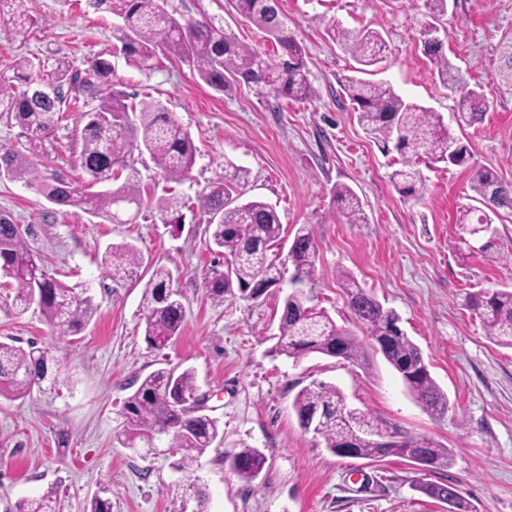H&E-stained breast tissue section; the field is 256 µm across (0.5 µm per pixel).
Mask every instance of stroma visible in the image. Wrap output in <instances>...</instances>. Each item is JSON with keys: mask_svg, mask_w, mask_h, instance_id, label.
I'll list each match as a JSON object with an SVG mask.
<instances>
[{"mask_svg": "<svg viewBox=\"0 0 512 512\" xmlns=\"http://www.w3.org/2000/svg\"><path fill=\"white\" fill-rule=\"evenodd\" d=\"M41 25L17 37L0 16V68L21 58H63L84 69L95 55L110 58L132 101L152 97L188 129L199 155L189 180L165 181L150 160L137 162L148 196L194 202L225 161L249 170L245 197L276 205L287 233L309 225L317 240L318 281L308 294L337 325L351 314L338 279L345 271L395 310L419 346L432 377L448 396V411H423L381 354L351 364L312 355L293 363L274 346L283 296L215 304L204 284L224 267L213 228L186 215L165 224L148 216L112 224L85 211L48 202L24 182L0 179V210L31 225L29 239L49 273L88 285L99 309L80 334L52 335L37 306L21 309L14 288L0 285V340L33 341L53 357L47 379L25 400L0 403V512L56 487L62 512H83L107 491L112 512H444L421 493L425 475L410 461L340 458L305 433L292 407L314 381L335 385L353 408L369 413L381 433L427 436L455 454L433 481L456 484L474 512H512V348L492 343L467 307L470 294L512 283V212L501 211L497 234L461 235L457 218L472 206L471 167L494 169L512 183V87L500 80V52L512 44V0H449L441 24L448 55L485 93L482 124L455 127L467 143L469 167L422 166L426 190L419 204L403 202L390 182L392 156L364 133L341 81L357 63L332 42L323 21L381 32L384 60L365 79L390 83L407 100L438 112L453 125L454 100L432 77L418 49L423 0H280L305 50L316 95L308 101L264 98L243 86L221 93L193 67L160 56L138 69L114 52L118 18L87 0H32ZM176 18L210 19L241 42L275 55L256 27L232 13L226 0H165ZM85 123L69 113L37 159L42 176L77 181L76 134ZM344 183L360 197L367 223H343L331 189ZM128 242L150 261L167 265L186 308L181 336L163 351L144 340L142 289L113 287L99 257L107 245ZM193 368L206 412L220 422L214 443L192 466L209 501L199 507L186 489L183 452L169 440L160 452L121 447L120 410L136 379L159 368ZM250 446L268 458L261 476L241 481L224 461ZM110 480L102 489V480Z\"/></svg>", "mask_w": 512, "mask_h": 512, "instance_id": "stroma-1", "label": "stroma"}]
</instances>
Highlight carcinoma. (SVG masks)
I'll list each match as a JSON object with an SVG mask.
<instances>
[{
    "mask_svg": "<svg viewBox=\"0 0 512 512\" xmlns=\"http://www.w3.org/2000/svg\"><path fill=\"white\" fill-rule=\"evenodd\" d=\"M30 2L0 0V12L10 6L14 33L24 39L39 27ZM89 2L121 20L120 52L130 66L140 68L158 53L168 52L190 63L201 80L221 92L245 84L275 99L308 100L316 95L308 79L304 50L292 31L294 22L276 0H229L234 13L278 44L280 53L273 58H265L254 47L237 41L222 26L175 18L158 0ZM425 7L428 21L422 25L420 51L432 76L458 96L457 125H478L483 122L488 102L481 91L470 87L461 68L445 53L446 35L440 34L437 26L448 12V0H425ZM325 29L363 66H374L384 58L386 43L375 30H352L334 21ZM112 74V62L103 57L88 61L82 71L66 60L50 65L39 58H22L1 70L0 112L20 129L31 156L37 157L46 149L59 124L66 120L70 104L81 106L87 121L79 138L81 176L77 183L38 177L28 158L2 143L0 165L6 168L7 177L36 187L58 206L83 208L112 224H126L135 220L143 206L139 186L129 180L119 182L122 172L133 168L134 155H148L166 180L180 183L195 165L197 147L190 132L160 104L128 102V95ZM44 84L52 85V94L36 93ZM342 87L365 133L385 154L398 155L399 167L390 179L405 202L417 204L422 199L421 160L453 166L468 162V145L452 133L441 116L404 99L389 84L347 76ZM224 169L230 173L210 181L197 195L199 216L207 217V223L214 226L212 243L225 261L224 271L206 281L210 299L221 304L235 298L257 300L271 290L283 291L284 284L289 283L293 291L283 302L275 346L278 354L295 363L321 354L357 364L367 358L365 340L380 341L381 355L401 376L417 403L433 416L445 414L448 396L433 379L419 347L401 328L398 314L344 271L339 273V280L346 288L348 307L359 331L336 325L326 311L309 305L301 286H313L318 279L313 230L306 225L297 228L285 259L277 260L275 252L284 228L276 207L262 200L243 199L238 192L243 170L228 160ZM470 184L480 206L461 212L458 224L464 232L474 229L493 237L492 224L499 212L512 211V184L504 183L488 167L473 169ZM332 195L344 223H367L362 201L349 185L336 184ZM130 207L134 208L133 215L122 219L121 212ZM178 207L174 197L159 199L156 209L162 223H181V216H172ZM29 236L30 229L0 212V277L16 288L20 304L37 305L51 334L74 335L93 319L98 304L86 286L69 285L51 275L30 248ZM100 268L114 288L141 281V269L148 273L141 296L145 341L160 351L179 337L186 310L168 266L145 261L135 245L123 243L106 248ZM469 306L479 316L485 336L499 346L512 348V287L475 293L469 297ZM48 361V349L34 342L25 349L0 341V398L18 400L30 395L44 381ZM200 398L193 370L160 368L151 372L123 404L118 443L124 448H145L163 436L169 437L184 451L182 468H190L220 436L218 421L197 409ZM293 408L300 427L322 439L325 448L339 457L374 460L420 454L431 472L454 463L450 448L427 437L381 441L378 427L368 415L349 408L332 385L313 382L302 388ZM228 458L233 472L246 483L254 481L255 474L266 465L265 454L248 446L229 453ZM419 490L435 500L451 496L457 512H473L470 502L452 483L424 482ZM16 512H61L58 490L51 487L37 498L21 500Z\"/></svg>",
    "mask_w": 512,
    "mask_h": 512,
    "instance_id": "1",
    "label": "carcinoma"
}]
</instances>
